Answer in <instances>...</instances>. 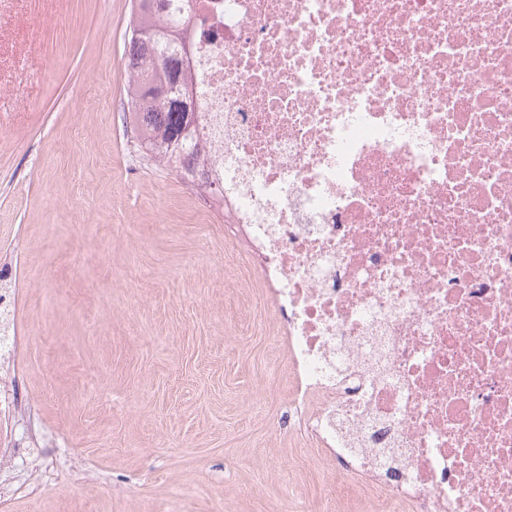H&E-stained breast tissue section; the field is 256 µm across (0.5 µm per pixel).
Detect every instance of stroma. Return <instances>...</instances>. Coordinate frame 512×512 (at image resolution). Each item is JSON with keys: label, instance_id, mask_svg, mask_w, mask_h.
Masks as SVG:
<instances>
[{"label": "stroma", "instance_id": "stroma-1", "mask_svg": "<svg viewBox=\"0 0 512 512\" xmlns=\"http://www.w3.org/2000/svg\"><path fill=\"white\" fill-rule=\"evenodd\" d=\"M131 0H0V278L17 410L0 512H379L288 426L266 288L137 147Z\"/></svg>", "mask_w": 512, "mask_h": 512}]
</instances>
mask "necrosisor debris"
<instances>
[{"mask_svg":"<svg viewBox=\"0 0 512 512\" xmlns=\"http://www.w3.org/2000/svg\"><path fill=\"white\" fill-rule=\"evenodd\" d=\"M193 146L290 402L380 512H512V0H196Z\"/></svg>","mask_w":512,"mask_h":512,"instance_id":"obj_1","label":"necrosis or debris"}]
</instances>
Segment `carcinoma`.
Returning <instances> with one entry per match:
<instances>
[{"label": "carcinoma", "instance_id": "cac0c4a2", "mask_svg": "<svg viewBox=\"0 0 512 512\" xmlns=\"http://www.w3.org/2000/svg\"><path fill=\"white\" fill-rule=\"evenodd\" d=\"M173 0H164L158 10L134 11L126 43L128 65L139 77L126 84L131 102L134 131L140 146L155 160L179 150L177 168L190 177L197 165L188 138L195 113L188 111L192 92L184 82L189 53L185 17L171 20Z\"/></svg>", "mask_w": 512, "mask_h": 512}]
</instances>
